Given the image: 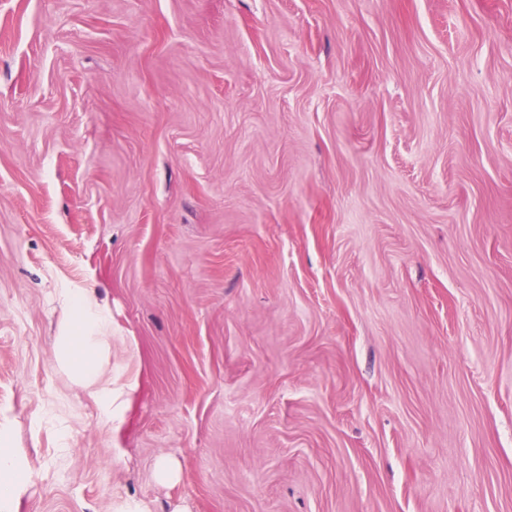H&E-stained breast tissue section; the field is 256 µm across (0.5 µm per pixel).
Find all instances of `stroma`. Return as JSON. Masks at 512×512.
<instances>
[{
    "label": "stroma",
    "mask_w": 512,
    "mask_h": 512,
    "mask_svg": "<svg viewBox=\"0 0 512 512\" xmlns=\"http://www.w3.org/2000/svg\"><path fill=\"white\" fill-rule=\"evenodd\" d=\"M0 446L10 512H512V0H0ZM67 320L56 336L59 366L77 383L93 386L103 417L112 421V380L102 378V363L112 336L107 311L82 289L64 292ZM27 482L24 470L19 469L14 462L12 452L8 448H0V508L8 502L15 490Z\"/></svg>",
    "instance_id": "1"
}]
</instances>
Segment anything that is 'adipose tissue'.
I'll return each mask as SVG.
<instances>
[{"mask_svg":"<svg viewBox=\"0 0 512 512\" xmlns=\"http://www.w3.org/2000/svg\"><path fill=\"white\" fill-rule=\"evenodd\" d=\"M67 320L55 342L60 367L77 383L94 387L104 419L112 417V382L102 376L109 347L107 312L87 292L66 290Z\"/></svg>","mask_w":512,"mask_h":512,"instance_id":"obj_1","label":"adipose tissue"}]
</instances>
